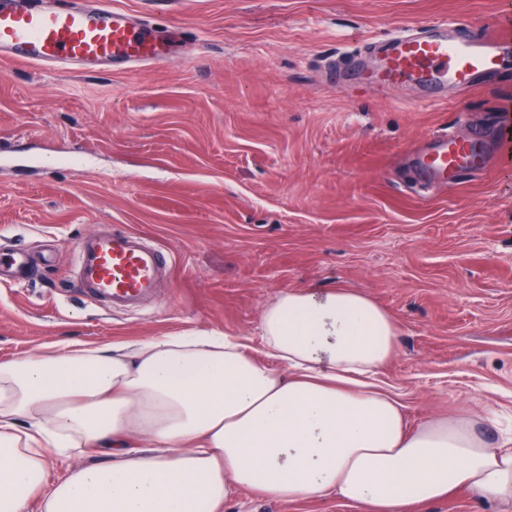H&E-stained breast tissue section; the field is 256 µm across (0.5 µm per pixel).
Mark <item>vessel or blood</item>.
Wrapping results in <instances>:
<instances>
[{
    "mask_svg": "<svg viewBox=\"0 0 512 512\" xmlns=\"http://www.w3.org/2000/svg\"><path fill=\"white\" fill-rule=\"evenodd\" d=\"M505 42L495 32L454 40L446 27L428 26L385 39L378 47L380 66L365 75L380 85L412 81L468 91L479 75L496 71ZM161 53L150 24L129 25L105 0H60L49 9L27 0H0V57L28 64L135 65L156 61ZM485 167L475 139L442 138L417 160L418 173L428 183L445 184L461 172ZM75 261L78 287L116 307L153 294L170 272L168 255L128 230L88 234Z\"/></svg>",
    "mask_w": 512,
    "mask_h": 512,
    "instance_id": "obj_1",
    "label": "vessel or blood"
}]
</instances>
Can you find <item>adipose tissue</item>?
<instances>
[{
    "label": "adipose tissue",
    "mask_w": 512,
    "mask_h": 512,
    "mask_svg": "<svg viewBox=\"0 0 512 512\" xmlns=\"http://www.w3.org/2000/svg\"><path fill=\"white\" fill-rule=\"evenodd\" d=\"M399 334L338 287L273 298L257 354L202 331L1 361L0 512H224L243 491L406 512L459 490L512 512V440L454 414L408 426L368 385ZM72 448L101 459L46 482Z\"/></svg>",
    "instance_id": "1"
}]
</instances>
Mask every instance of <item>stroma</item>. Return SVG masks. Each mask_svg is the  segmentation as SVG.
<instances>
[{
	"label": "stroma",
	"mask_w": 512,
	"mask_h": 512,
	"mask_svg": "<svg viewBox=\"0 0 512 512\" xmlns=\"http://www.w3.org/2000/svg\"><path fill=\"white\" fill-rule=\"evenodd\" d=\"M151 22L156 63L59 69L0 61V360L51 345L216 330L260 343L288 290L344 287L400 325L377 382L409 425L480 414L512 435V42L496 74L433 101L342 79L371 39L433 24L512 34V0H110ZM481 138L483 171L414 183L441 136ZM118 226L169 253L145 305L76 285L75 248ZM224 512H354L334 497L240 495Z\"/></svg>",
	"instance_id": "35a3bbf8"
}]
</instances>
